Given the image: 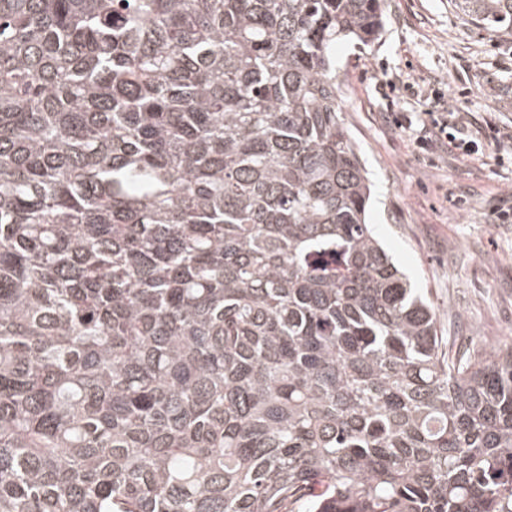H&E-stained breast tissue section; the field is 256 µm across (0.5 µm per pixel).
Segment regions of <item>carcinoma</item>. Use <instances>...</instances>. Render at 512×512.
<instances>
[{"label": "carcinoma", "instance_id": "carcinoma-1", "mask_svg": "<svg viewBox=\"0 0 512 512\" xmlns=\"http://www.w3.org/2000/svg\"><path fill=\"white\" fill-rule=\"evenodd\" d=\"M512 28V0H457ZM382 0H0V512H512V344L366 224Z\"/></svg>", "mask_w": 512, "mask_h": 512}]
</instances>
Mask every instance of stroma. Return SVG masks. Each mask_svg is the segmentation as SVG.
Returning <instances> with one entry per match:
<instances>
[{"label": "stroma", "instance_id": "35a3bbf8", "mask_svg": "<svg viewBox=\"0 0 512 512\" xmlns=\"http://www.w3.org/2000/svg\"><path fill=\"white\" fill-rule=\"evenodd\" d=\"M375 43L336 45L340 118L359 144L374 198L367 221L394 263L435 310L451 349L512 343V224L490 208L512 189V164L495 153L464 159L445 149L415 151L413 131L393 116L421 112L403 82L438 83L476 127L512 126V33L474 25L456 0H383ZM391 83L387 97L373 82ZM466 189L458 205L454 196Z\"/></svg>", "mask_w": 512, "mask_h": 512}]
</instances>
